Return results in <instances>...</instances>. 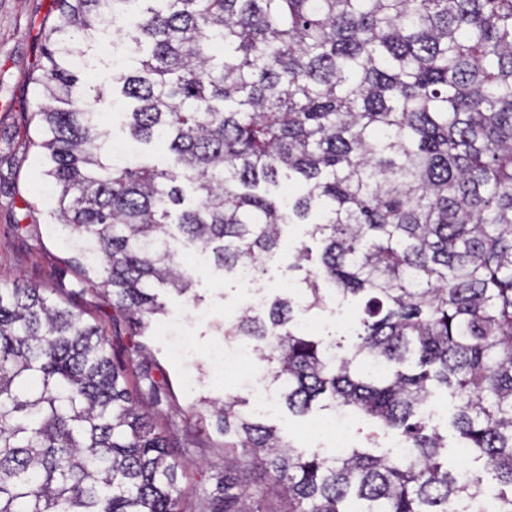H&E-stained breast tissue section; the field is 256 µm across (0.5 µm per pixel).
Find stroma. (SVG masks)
<instances>
[{"label":"stroma","mask_w":512,"mask_h":512,"mask_svg":"<svg viewBox=\"0 0 512 512\" xmlns=\"http://www.w3.org/2000/svg\"><path fill=\"white\" fill-rule=\"evenodd\" d=\"M53 0H0V288L13 283L70 289L79 277L69 253L56 235L50 208L40 198V168L30 144L29 118L39 104L35 79L42 24ZM32 224L31 234L17 225ZM195 251L182 260L194 263L195 290L201 306L188 297L160 288L156 294L167 313L150 323L141 340L153 353L170 382L167 399L155 409L158 427L195 444L193 457L183 463L182 482L192 491L210 488L215 468L224 462L222 437L197 432L194 414L201 398L240 393L237 377L227 374L216 350L225 348L223 325L233 320L245 302V292L233 276L215 274L207 264H195ZM89 321L109 338L115 362L128 360V325L113 322L109 298L87 292L78 298Z\"/></svg>","instance_id":"35a3bbf8"}]
</instances>
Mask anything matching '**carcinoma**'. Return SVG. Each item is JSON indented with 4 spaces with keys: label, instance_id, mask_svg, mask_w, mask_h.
Wrapping results in <instances>:
<instances>
[{
    "label": "carcinoma",
    "instance_id": "obj_1",
    "mask_svg": "<svg viewBox=\"0 0 512 512\" xmlns=\"http://www.w3.org/2000/svg\"><path fill=\"white\" fill-rule=\"evenodd\" d=\"M126 16L134 58L110 95L171 169L118 164L78 91L73 60ZM41 42L43 185L80 282L128 319L138 384L78 292L0 288V512H453L486 491L422 417L433 381L512 512V0H55ZM284 177L302 193L259 191ZM287 224L321 244L288 264L302 287L225 338L257 348L289 412L322 400L407 453H304L230 394L196 413L224 437V479L193 493L149 410L166 377L135 337L165 313L155 284L191 291L172 237L223 276L258 275ZM324 284L362 307L347 346L300 324Z\"/></svg>",
    "mask_w": 512,
    "mask_h": 512
}]
</instances>
